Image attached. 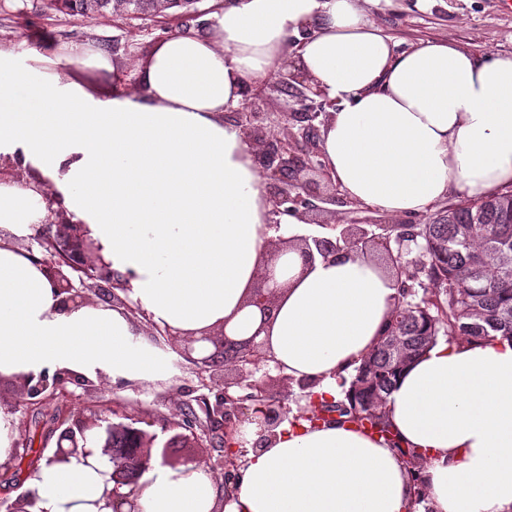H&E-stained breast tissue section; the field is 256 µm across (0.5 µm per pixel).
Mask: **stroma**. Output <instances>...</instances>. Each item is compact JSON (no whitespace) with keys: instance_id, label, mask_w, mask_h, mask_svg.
Listing matches in <instances>:
<instances>
[{"instance_id":"stroma-1","label":"stroma","mask_w":512,"mask_h":512,"mask_svg":"<svg viewBox=\"0 0 512 512\" xmlns=\"http://www.w3.org/2000/svg\"><path fill=\"white\" fill-rule=\"evenodd\" d=\"M42 4L27 0L23 10H0V43L14 44L21 53L36 48L49 55L64 43L89 42L108 52L122 77L129 79L163 35L154 20L110 15L87 22L44 10ZM368 12L399 53L448 38L482 59L512 53V12L500 0H375ZM173 366V375L165 379L101 384L86 403L93 410L118 404L136 417L178 418L199 378L181 357H174Z\"/></svg>"}]
</instances>
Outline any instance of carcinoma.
Returning a JSON list of instances; mask_svg holds the SVG:
<instances>
[{
  "label": "carcinoma",
  "instance_id": "cac0c4a2",
  "mask_svg": "<svg viewBox=\"0 0 512 512\" xmlns=\"http://www.w3.org/2000/svg\"><path fill=\"white\" fill-rule=\"evenodd\" d=\"M46 8L84 20L112 13L113 0H45ZM414 283L396 281L397 301L386 332L357 368L353 391L332 403L309 402L297 418L309 423L323 411L385 436L383 405L403 366L442 336L512 341V205L508 193L466 198L415 228ZM410 256V257H412ZM403 257V261L410 260ZM413 482L420 454L401 451Z\"/></svg>",
  "mask_w": 512,
  "mask_h": 512
}]
</instances>
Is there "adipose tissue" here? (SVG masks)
<instances>
[{
    "instance_id": "obj_1",
    "label": "adipose tissue",
    "mask_w": 512,
    "mask_h": 512,
    "mask_svg": "<svg viewBox=\"0 0 512 512\" xmlns=\"http://www.w3.org/2000/svg\"><path fill=\"white\" fill-rule=\"evenodd\" d=\"M363 0H231L213 26L160 39L136 65L138 88L92 93L73 70L111 71L91 44L19 56L0 43V379L72 372L94 382L166 377L172 356L141 341L124 309L62 304L21 249L50 209L83 224L127 298L159 325L248 336L242 302L259 275L284 292L263 354L313 401L344 398L394 307L391 275L357 250L305 262L304 222L270 224L265 183L224 113L243 84L294 61L340 107L322 133L348 200L390 215L424 212L450 193L512 186V55L484 61L452 40L396 53ZM316 26L298 57L290 34ZM290 246L269 258L270 238ZM392 441L347 424L283 422L263 448L256 425L234 498L214 475L156 466L139 512H512V342L441 341L402 368L384 405ZM421 454V483L398 453ZM27 490L44 512H88L92 468L41 470Z\"/></svg>"
}]
</instances>
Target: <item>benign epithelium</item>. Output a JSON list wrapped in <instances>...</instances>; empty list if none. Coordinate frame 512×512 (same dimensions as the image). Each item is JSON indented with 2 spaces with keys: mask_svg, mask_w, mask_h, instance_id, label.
<instances>
[{
  "mask_svg": "<svg viewBox=\"0 0 512 512\" xmlns=\"http://www.w3.org/2000/svg\"><path fill=\"white\" fill-rule=\"evenodd\" d=\"M211 12V8L176 10L164 14L162 19L186 23L181 28L185 32L191 29L188 21ZM241 95L236 127L250 145L265 179L274 216L272 223H278L275 216L283 212H292L305 220L309 213L323 210V205L336 204V194H325L320 189L321 184L331 185L333 181L319 160L320 127L325 125L329 109L336 108V102L313 88L309 78L295 72L292 65L282 67L260 87L244 84ZM387 224L389 221L376 217L358 218L349 225V232L342 235V244L338 246L328 244L323 235L305 237L301 239L303 256L311 260L316 251L327 258L336 255L338 249H363L370 245L397 261L402 257L404 242L400 237L382 233ZM53 234L64 243L62 255L55 258L34 254V248ZM26 249L43 265L63 303L121 306L134 321L150 322L143 311L120 295L124 288L118 275L101 258L83 225L64 212L53 210L47 221L35 226ZM280 294L281 289L270 285L268 277L264 287L252 289L244 306L256 308L261 323L249 336H230L222 325L198 336L151 325L156 335L166 337L179 356L207 374L210 384L222 386L221 396L215 401L199 395L195 403H186L181 420H162L161 433L171 431L173 435L160 446L156 445L157 433L132 422L111 421L110 416L117 415L114 409L108 414L85 415L82 395L68 388L72 384L85 393L95 390L96 384L82 376L56 372L51 376L43 374L36 381L31 377L18 380L19 398L29 408H41L59 398L67 401L49 433L56 437L50 459L61 467L74 462L90 467L92 458L105 465L99 471L103 492L92 502L100 512H138L141 480L158 464L186 472L206 469L220 474L224 476L220 494L227 493L228 482L247 452L245 448H225V440L237 434V425L248 421L258 426L260 436L270 438L288 417V407L275 399L267 381L256 377L260 365L268 360L260 356L263 341L259 337ZM229 365L233 367V377L228 380L224 370ZM258 395L268 399V408L259 419L251 411V403ZM89 431L94 432L90 440ZM118 435L123 438L119 447L112 444V438ZM7 494L6 489L0 491V509L4 512H43L35 493L25 491L13 500Z\"/></svg>",
  "mask_w": 512,
  "mask_h": 512,
  "instance_id": "7a95c632",
  "label": "benign epithelium"
}]
</instances>
